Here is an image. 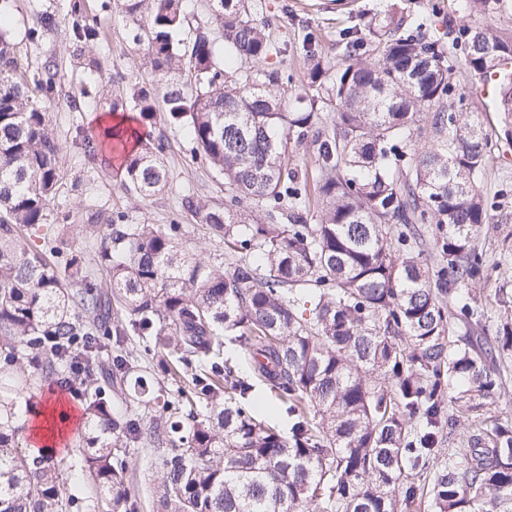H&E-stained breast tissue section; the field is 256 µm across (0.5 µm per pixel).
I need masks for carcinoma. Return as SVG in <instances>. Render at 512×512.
Here are the masks:
<instances>
[{"label":"carcinoma","instance_id":"carcinoma-1","mask_svg":"<svg viewBox=\"0 0 512 512\" xmlns=\"http://www.w3.org/2000/svg\"><path fill=\"white\" fill-rule=\"evenodd\" d=\"M120 6L158 79L112 111L146 127L165 113L224 176V207L186 203L227 263L183 256L176 224L121 214L96 229L106 279L92 280L65 226L47 225L56 74L28 78L0 22V512H139L130 461L145 446L152 512H512V281L495 288L493 321L473 293L512 238L497 259L485 249L505 194L480 190L492 149L480 113L454 109L483 87L512 118V0H463L456 29L434 4L380 12L339 32L336 61L309 27L270 39L250 0H207L217 30L186 39L183 0ZM54 25L43 14L25 37ZM72 34L99 42L97 18L75 16ZM290 51L307 81L287 109L290 76L269 60ZM126 135L140 145L126 182L146 200L169 182L163 136L102 128L83 150ZM307 141L312 186L289 154ZM226 337L249 374L224 358ZM63 378L87 424L66 472L20 442L26 395ZM257 381L288 433L256 410Z\"/></svg>","mask_w":512,"mask_h":512}]
</instances>
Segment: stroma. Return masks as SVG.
<instances>
[{"label":"stroma","mask_w":512,"mask_h":512,"mask_svg":"<svg viewBox=\"0 0 512 512\" xmlns=\"http://www.w3.org/2000/svg\"><path fill=\"white\" fill-rule=\"evenodd\" d=\"M391 0H262L255 9L257 20L269 22L277 38L297 35L303 25L321 33V48L339 59L337 44L341 29L364 23L382 11ZM70 0H10L7 25L16 37L19 60L28 74L40 73L54 64L58 73L57 94L49 120L62 145V173L51 202L49 223L69 225L73 247L87 249L93 241L94 225L125 214L131 224H178L182 227L179 248L186 257L211 263L223 260L224 245L213 238L205 225L180 198L191 193L214 206L224 203V179L199 158H193L183 130L167 127L164 116L156 126L168 143L164 156L170 179L166 190L146 200L135 199L124 183L119 162L107 148L97 155L85 154L84 135L96 131L99 119L109 112L101 99L102 89L118 98L130 97L135 87L150 82L152 71L145 47L134 40V32L117 0H80L95 15L103 33L100 43L76 50L71 40ZM54 15L58 25L42 41L29 42L25 31L36 16ZM492 139V152L480 182L484 194L501 190L512 193V124H504L493 97L474 103Z\"/></svg>","instance_id":"stroma-1"}]
</instances>
